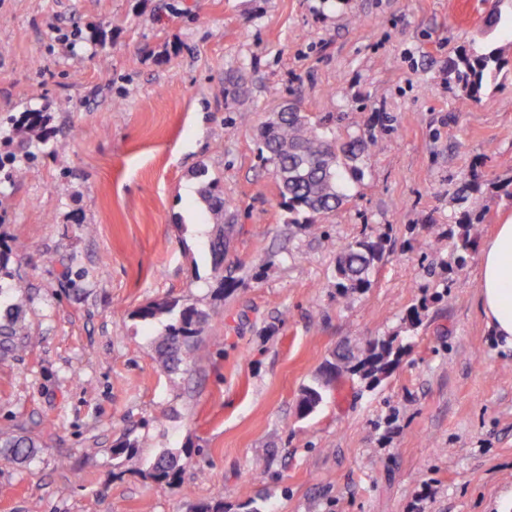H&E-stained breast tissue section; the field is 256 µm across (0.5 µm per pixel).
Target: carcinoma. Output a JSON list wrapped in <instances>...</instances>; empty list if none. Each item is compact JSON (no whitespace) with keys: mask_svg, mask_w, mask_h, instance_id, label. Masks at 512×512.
<instances>
[{"mask_svg":"<svg viewBox=\"0 0 512 512\" xmlns=\"http://www.w3.org/2000/svg\"><path fill=\"white\" fill-rule=\"evenodd\" d=\"M500 68V55L496 48L490 50H465L448 63L445 80L460 86L462 105L476 102L487 80ZM48 115L41 110L23 112L14 121L10 141L18 152L0 156V172L4 178L12 177L17 155L24 156L30 172H35V150L47 142ZM261 159L272 165L278 184L282 205L291 215L289 223L299 224L311 231L319 229V223L335 211L344 197L346 176L356 172L349 165L355 158V143L339 145L320 122L312 121L304 112H282L277 121L266 123L260 142ZM201 197L213 216L210 252L213 272L222 284L231 280L224 276V216L233 214L235 204L224 197L215 181H209L201 190ZM480 217L465 210L456 219L457 229L448 231L453 242L454 268L465 266L466 255L474 250L471 225ZM385 245L382 240L357 239L344 243L336 262V288L340 294L358 293L372 285L377 264L383 259ZM136 316L143 321L166 319L162 332L153 337L155 352L170 372L188 365L191 352L198 342L202 329L211 314L187 300L151 302L141 307ZM24 323L19 304L14 303L0 313V354L13 350L18 336L23 334ZM405 346L397 336H388L370 343L364 356L352 361L347 354H338L326 361L324 377L302 390L297 405L301 418L309 416L323 400L324 388L340 371L349 372L369 384H378L388 377L401 360ZM0 448L14 462H23L34 454L36 442L27 435L1 434ZM189 463V457L166 451L151 465L149 476L159 485H174Z\"/></svg>","mask_w":512,"mask_h":512,"instance_id":"obj_1","label":"carcinoma"}]
</instances>
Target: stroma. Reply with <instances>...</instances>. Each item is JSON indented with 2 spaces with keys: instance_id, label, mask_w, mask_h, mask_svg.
Returning a JSON list of instances; mask_svg holds the SVG:
<instances>
[{
  "instance_id": "obj_1",
  "label": "stroma",
  "mask_w": 512,
  "mask_h": 512,
  "mask_svg": "<svg viewBox=\"0 0 512 512\" xmlns=\"http://www.w3.org/2000/svg\"><path fill=\"white\" fill-rule=\"evenodd\" d=\"M0 0V152L10 120L47 108L36 166L0 183L27 334L0 357V432L40 439L0 457V512H512V349L478 301L479 253L443 268L462 209L477 244L512 217V0ZM500 51L479 101L444 72ZM299 101L354 161L343 204L312 234L289 223L260 130ZM485 182L460 204L471 171ZM236 204L220 291L198 189ZM94 225L86 234L85 225ZM382 239L364 292L336 290L341 245ZM452 288H445V281ZM417 329L404 319L423 296ZM213 311L194 363L169 378L153 301ZM402 335L381 383L342 373L309 417L304 386L337 349ZM223 337L214 345L213 337ZM141 448L113 459L132 440ZM190 455L177 485L147 473ZM265 459L254 469L255 459Z\"/></svg>"
}]
</instances>
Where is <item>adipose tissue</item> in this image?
<instances>
[{
    "label": "adipose tissue",
    "instance_id": "ef3b65f1",
    "mask_svg": "<svg viewBox=\"0 0 512 512\" xmlns=\"http://www.w3.org/2000/svg\"><path fill=\"white\" fill-rule=\"evenodd\" d=\"M478 294L489 328L512 348V220L498 225L482 247Z\"/></svg>",
    "mask_w": 512,
    "mask_h": 512
}]
</instances>
